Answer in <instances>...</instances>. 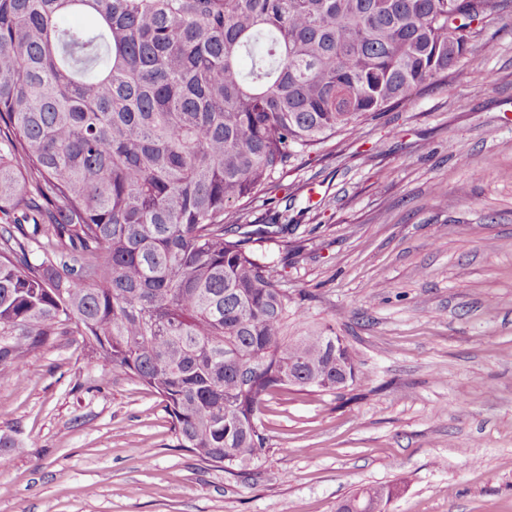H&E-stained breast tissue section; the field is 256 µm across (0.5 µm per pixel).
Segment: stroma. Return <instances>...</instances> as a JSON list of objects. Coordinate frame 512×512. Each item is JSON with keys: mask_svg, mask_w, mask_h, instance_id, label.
I'll use <instances>...</instances> for the list:
<instances>
[{"mask_svg": "<svg viewBox=\"0 0 512 512\" xmlns=\"http://www.w3.org/2000/svg\"><path fill=\"white\" fill-rule=\"evenodd\" d=\"M230 224H291L263 252L361 383L263 409L241 479L178 447L162 399L62 336L0 382V512H512V0L447 81L296 158ZM396 487L388 484H371L364 486L351 497L339 502L336 512L353 511L356 506L363 509L360 512H386V508L396 494Z\"/></svg>", "mask_w": 512, "mask_h": 512, "instance_id": "obj_1", "label": "stroma"}]
</instances>
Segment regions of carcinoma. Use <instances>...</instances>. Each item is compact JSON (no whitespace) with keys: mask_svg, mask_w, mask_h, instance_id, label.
Listing matches in <instances>:
<instances>
[{"mask_svg":"<svg viewBox=\"0 0 512 512\" xmlns=\"http://www.w3.org/2000/svg\"><path fill=\"white\" fill-rule=\"evenodd\" d=\"M501 0H0V381L59 336L166 403L179 447L246 476L285 387L360 382L324 326L292 334L226 223L299 155L444 80ZM67 13L95 25L63 26ZM371 484L336 512H386Z\"/></svg>","mask_w":512,"mask_h":512,"instance_id":"1","label":"carcinoma"}]
</instances>
